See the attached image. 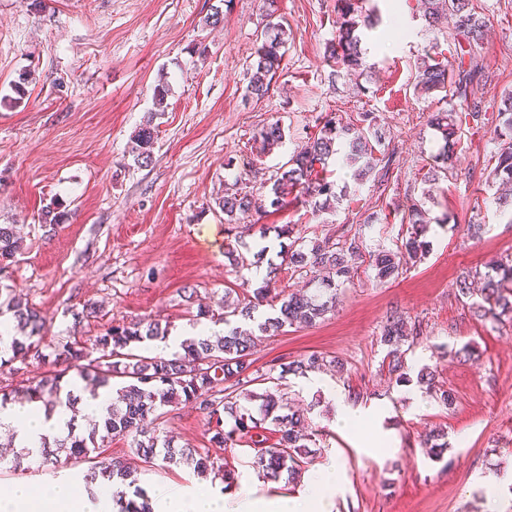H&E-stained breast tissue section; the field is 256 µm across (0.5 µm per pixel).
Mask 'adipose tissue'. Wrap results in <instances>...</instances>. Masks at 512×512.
Segmentation results:
<instances>
[{
    "instance_id": "obj_1",
    "label": "adipose tissue",
    "mask_w": 512,
    "mask_h": 512,
    "mask_svg": "<svg viewBox=\"0 0 512 512\" xmlns=\"http://www.w3.org/2000/svg\"><path fill=\"white\" fill-rule=\"evenodd\" d=\"M65 429L61 413L45 414L42 408L7 405L0 409V430L14 432L21 446L37 450L42 437L60 434ZM340 477L337 467L318 473L308 494L286 500H258L251 512H326L325 496L335 488ZM81 492L73 485L61 482L48 487L39 495L29 493L25 485L14 483L0 486V512H87Z\"/></svg>"
}]
</instances>
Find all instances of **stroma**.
I'll return each mask as SVG.
<instances>
[{
    "instance_id": "35a3bbf8",
    "label": "stroma",
    "mask_w": 512,
    "mask_h": 512,
    "mask_svg": "<svg viewBox=\"0 0 512 512\" xmlns=\"http://www.w3.org/2000/svg\"><path fill=\"white\" fill-rule=\"evenodd\" d=\"M473 5L488 21L479 54L492 75L475 97L493 116L501 92L512 89V0ZM365 6L379 18L362 36L371 70L334 79L325 44L336 30L337 0H276L271 7L266 0H0V224L19 231L11 283L46 316L45 343L143 318L167 322L170 335L184 333L189 303L214 306L225 289L260 286L254 270L235 271L225 252L245 243L279 262L290 245L277 235L282 224L310 239L358 229L368 250L400 247L440 147L426 124L430 102L414 91L415 65L427 54L447 64L457 55L447 33L428 28L420 0ZM270 10L290 36L268 95L256 99L247 94V71ZM214 13L220 24H209ZM162 77L170 93L157 113L152 93ZM365 111L376 115L384 148L395 154L387 185L354 181L352 168L333 162L329 180L347 189L335 210L315 216L294 202L225 221L215 200L236 176L250 174L249 189L267 194L268 178L318 132L322 117ZM274 121L285 139L259 153L255 135ZM148 122L155 142L151 163L142 166L131 147ZM498 143L491 124L465 136L455 173L424 203L430 250L398 279L381 284L362 267L325 320L259 336L257 369L317 353L346 370L284 381L289 402L325 432L300 483L259 477L250 448H210L234 473L231 489L211 483L223 491L227 512H248L259 498L301 495L333 464L343 484L327 499L328 512H512V322L477 319L456 298L463 270L512 258V211L496 205L497 187L486 179ZM53 202L69 221L50 234L41 212ZM475 217L486 226L478 239L464 230ZM186 286L196 290L189 302ZM91 302L104 319L74 323L69 307ZM395 312L423 329L406 354L409 375L435 367L452 406L414 380L395 385L383 368L380 333ZM466 345L468 359L460 354ZM342 404L367 412L370 425L388 431L389 445L362 453L360 440L336 424ZM159 427L175 447L209 448L207 418L192 406L168 408ZM436 429L448 440L439 462L423 446ZM103 454L127 459L152 500L202 484L183 465L140 472L124 439Z\"/></svg>"
}]
</instances>
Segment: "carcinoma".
Here are the masks:
<instances>
[{"mask_svg": "<svg viewBox=\"0 0 512 512\" xmlns=\"http://www.w3.org/2000/svg\"><path fill=\"white\" fill-rule=\"evenodd\" d=\"M363 0H340L336 19V35L327 50L334 72H357L369 68L360 48L359 29L370 25L369 16L361 6ZM424 17L428 26L436 27L442 20L448 23V35L458 45L457 65L448 67L425 55L416 66L414 91L437 99L439 107L428 117V125L439 134L442 145L433 156V166L424 174V199H433V191L440 178L453 173L458 151L462 150L463 130L480 128L488 121L487 113L479 102L472 99L475 82L488 81L485 65L478 58L474 47L482 40L486 27L485 18L475 12L472 0H424ZM288 41V30L279 23L268 22L267 35L256 50L257 60L251 68L247 91L262 98L269 93L273 77L283 57L281 49ZM169 93L166 79H159L153 89L155 108L165 111ZM459 105H453V101ZM503 136L506 142L495 153V164L488 178L502 185L512 184V91L503 90L498 107ZM376 117L371 112L358 113L354 123L343 122L341 115L327 114L317 135L308 138L306 145L283 164L273 177L269 194L260 199L244 187L226 188L218 198V206L227 222L239 213L260 211L271 207L277 211L293 200L312 207L317 215L330 209L339 200L335 183L324 175L329 160L336 155V141L345 140L348 159L356 166V179H373L377 183L389 180L393 155L380 152L381 134L376 128ZM155 130L151 123L138 131L135 137L137 162L149 165L152 161ZM283 130L272 123L258 133L262 148L281 142ZM43 223L54 231L66 223V213L54 204L45 206ZM410 231L400 249L370 252L359 233L342 232L333 238L326 236L311 245H300L288 250L284 264L290 275L309 278L315 285L310 291L289 292L278 287L282 265L269 264L263 285L242 294L224 293L219 310L199 306L193 321L224 322L228 329L222 336H190L183 340L182 352L171 358L140 354L137 349L146 341H164L168 338L167 326L158 320L130 321L110 324L90 343L70 336L57 339L42 348L45 318L37 309L12 295V289L0 288V314L12 313L16 328L9 333L8 352L0 355V373L13 375L30 363L52 366L35 384L17 383L0 385V407L8 404L38 403L47 413L58 407L67 411V434L43 442L40 456L47 458L58 452L69 459L84 461L90 467L82 473L87 488L102 482L113 481L118 485L115 498L119 512H150L145 491L131 479L133 470L119 458H102L94 461L90 453L106 440H130L131 453L143 465L154 467L157 458L173 464L193 466L198 474L221 477L225 488H230L234 476L231 471L210 454V448H174L169 440L148 429L164 415V408L179 401L191 403L208 417V434L211 448H236L244 443L254 451L256 464L263 476L278 479L286 473L295 478L309 463L314 449L320 447L321 434L305 426L303 412L293 409L288 400L278 394L276 386L283 375L304 376L323 367L342 375L344 363L334 358L310 354L271 366L261 372L253 368L252 356L256 348L253 338L242 334L239 327L231 326L237 318L255 319L254 313L262 305L273 314L258 323L263 334H274L286 326L312 327L334 310L339 301L338 288L352 282L364 263L375 270V278L387 283L398 278L404 267L413 259L429 252L426 240L429 222L426 210L418 205L408 216ZM20 241L14 226L0 224V276L4 275L20 251ZM457 295L477 318L506 316L512 319V260L498 262L490 270H468L457 281ZM101 310L86 304L69 310L74 323L81 324L98 317ZM422 333L421 326L408 325L403 316L390 315L380 336V343L387 347L384 360L388 374L395 383L410 382L405 372V350L409 340ZM75 373L90 393L106 390L117 395L118 402L110 403L99 420L84 430L80 422L86 420L79 408L80 398L66 391L67 376ZM419 382L426 385L430 395L442 404L453 403L452 392L435 384L434 371L425 366L418 373ZM278 428L279 439L275 445L264 448L262 436L266 421ZM435 461H441L448 450L445 434L437 431L425 442ZM141 503H136V499Z\"/></svg>", "mask_w": 512, "mask_h": 512, "instance_id": "1", "label": "carcinoma"}]
</instances>
